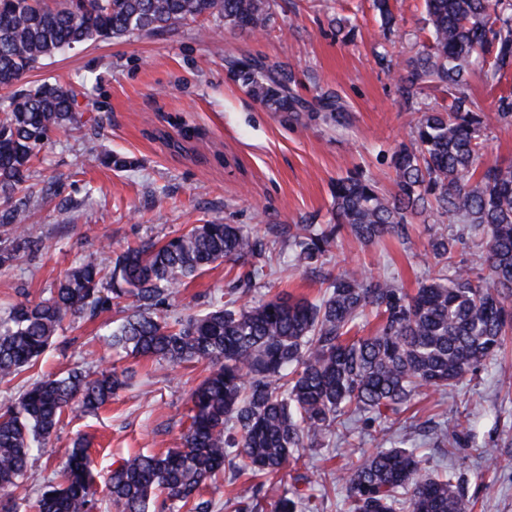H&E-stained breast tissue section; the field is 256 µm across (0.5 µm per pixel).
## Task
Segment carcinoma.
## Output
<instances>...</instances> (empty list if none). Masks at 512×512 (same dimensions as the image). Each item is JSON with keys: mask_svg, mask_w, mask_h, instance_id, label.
Returning <instances> with one entry per match:
<instances>
[{"mask_svg": "<svg viewBox=\"0 0 512 512\" xmlns=\"http://www.w3.org/2000/svg\"><path fill=\"white\" fill-rule=\"evenodd\" d=\"M273 0H0V268L51 246L25 224L30 196L22 192L32 161L51 136L74 120L77 99L61 83L44 82L6 94L29 71L64 49L136 34L159 33L197 19L214 31L266 30ZM383 29L394 32L390 0H373ZM426 39L399 69L404 103L413 109L408 144L392 155L396 192H382L360 173L336 181L334 223L276 224L298 262L309 265L343 230L369 245L408 239L413 220L435 211L450 224L481 235L480 268L455 261L458 236L430 242L440 269L414 293L361 270L325 274L317 302L286 292L258 304L248 288L200 314H164L185 279L218 261L257 259L265 240L237 224H195L161 245L141 243L116 255L105 269L87 256L69 267L50 296L12 304L0 316V382L38 362L66 321L92 318L112 306L125 316L107 335L112 348L133 358L170 365L204 361L209 374L189 394V426L181 447L136 454L108 475L118 512H212L204 490L229 468L256 479L237 512H264L263 479L321 443L340 417L397 412L424 389L453 386L498 356L512 332V161L485 158V131L495 121L512 126V90L488 107L471 98L470 76L490 87L512 72V0H425ZM233 79L273 112H308L336 124L348 116L335 93L308 102L288 86L279 66L262 59L232 64ZM443 94L436 109L427 92ZM375 334L351 332L367 314ZM128 385L127 370L82 365L47 374L16 402L0 408V489L17 490L39 440L67 413L92 414ZM95 464L78 440L57 479L36 501L39 512H95ZM336 481L350 512H470L455 474H425L414 449L381 438ZM293 477L272 512H299L307 500Z\"/></svg>", "mask_w": 512, "mask_h": 512, "instance_id": "carcinoma-1", "label": "carcinoma"}]
</instances>
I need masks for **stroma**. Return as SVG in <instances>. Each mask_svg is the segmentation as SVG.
I'll use <instances>...</instances> for the list:
<instances>
[{"mask_svg":"<svg viewBox=\"0 0 512 512\" xmlns=\"http://www.w3.org/2000/svg\"><path fill=\"white\" fill-rule=\"evenodd\" d=\"M392 10L396 31L387 37L371 0H277L274 21L260 34L224 29L214 35L200 19L158 34L91 41L27 73L25 89L48 79L72 84L79 107L70 130L42 148L28 180L29 220L52 249L0 269V308L24 296L47 297L85 255L106 267L126 246L161 243L194 224L219 220L260 234L270 224L332 223V185L354 171L394 193L391 155L407 141L413 122L394 67L425 38L424 0H392ZM350 16L354 32L337 36V19ZM384 52L391 66L379 63ZM248 56L283 65L290 87L304 98L339 94L348 106L347 122L269 111L229 75L230 61ZM105 148L125 159V167L100 165L97 156ZM447 233L459 236L456 259L476 264L474 235L436 214L416 220L406 244L388 237L365 246L342 232L336 246L308 267L293 261L281 238L266 258L216 263L187 280L173 313L208 311L249 271L256 274L253 301L283 291L317 300L327 289L325 273L351 268L412 291L437 269L431 239ZM121 317L114 308L65 324L43 359L11 383H0L1 405L44 373L81 363L113 361L132 372L128 387L97 415L65 417L45 451L31 460L28 488L13 493L18 512H35L32 500L77 437L90 443L98 512H110L105 478L113 462L179 447L189 394L208 367L167 368L112 350L104 335ZM442 420L458 428L457 444L445 452L428 442L433 424ZM353 427L354 438L335 429L281 473L286 485L295 473L308 475L311 512H348L344 488L333 485L336 473L359 451L376 448L382 427L418 448L427 471L454 469L473 512H512V340L497 362L447 391L422 392L379 423L358 416ZM490 448L495 458L487 457Z\"/></svg>","mask_w":512,"mask_h":512,"instance_id":"obj_1","label":"stroma"}]
</instances>
